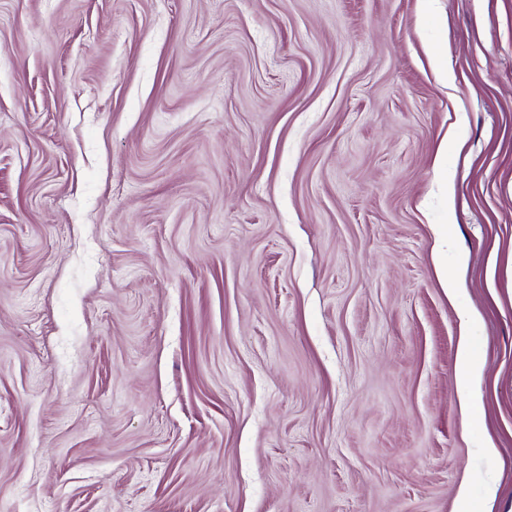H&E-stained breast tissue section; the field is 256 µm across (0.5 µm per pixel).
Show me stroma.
Here are the masks:
<instances>
[{
	"label": "stroma",
	"mask_w": 512,
	"mask_h": 512,
	"mask_svg": "<svg viewBox=\"0 0 512 512\" xmlns=\"http://www.w3.org/2000/svg\"><path fill=\"white\" fill-rule=\"evenodd\" d=\"M463 483L512 512V0H0V512ZM448 247V227L442 225L438 231L437 247H436V260L434 262V269L437 277L442 283L443 288L448 294V298L452 300L455 295L456 281L452 275L448 274V266L443 263V247ZM461 328V339L458 346L459 369L456 374V389L461 399L468 395L471 376L480 369L481 362L474 344L470 339V329L474 322L467 309L458 312Z\"/></svg>",
	"instance_id": "obj_1"
}]
</instances>
